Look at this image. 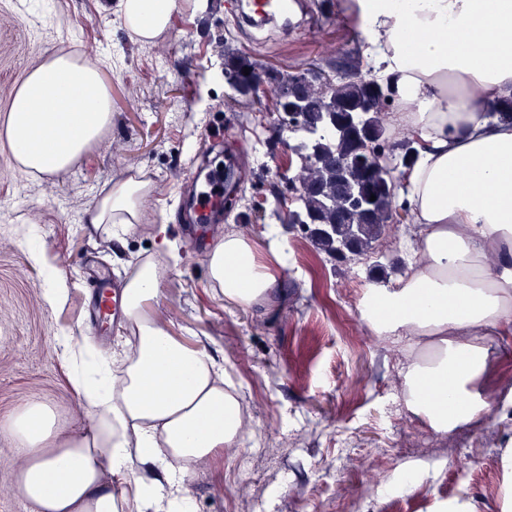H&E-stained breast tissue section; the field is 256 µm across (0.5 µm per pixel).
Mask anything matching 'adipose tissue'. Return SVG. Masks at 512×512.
I'll list each match as a JSON object with an SVG mask.
<instances>
[{"instance_id":"obj_1","label":"adipose tissue","mask_w":512,"mask_h":512,"mask_svg":"<svg viewBox=\"0 0 512 512\" xmlns=\"http://www.w3.org/2000/svg\"><path fill=\"white\" fill-rule=\"evenodd\" d=\"M205 0H118L132 37H167L173 17ZM366 53L392 86L396 128L419 142V157L400 196L419 226L421 264L396 286L376 288L364 310L368 327L410 336L423 356L403 374L406 410L445 433L487 411L493 342L512 336V123L489 117L512 95V0H355ZM111 120L108 89L97 60L65 56L33 69L0 119V131L22 172L69 167L103 135ZM149 181L112 183L88 212V223L128 232L149 223L142 202ZM208 275L224 300L265 306L276 278L251 241L221 232L207 241ZM160 268L135 265L123 289V314L134 326L135 355L112 356L102 388L73 375L92 425L61 437L42 406L23 404L0 421L25 463L15 488L29 512H123L107 487L111 475L153 462L184 481L242 428L240 400L225 389L222 367L148 317Z\"/></svg>"}]
</instances>
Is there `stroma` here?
I'll return each instance as SVG.
<instances>
[{
  "mask_svg": "<svg viewBox=\"0 0 512 512\" xmlns=\"http://www.w3.org/2000/svg\"><path fill=\"white\" fill-rule=\"evenodd\" d=\"M224 2L176 15L169 37L144 44L130 39L113 0H0V116L54 54L98 58L112 104L109 131L67 170L22 173L0 146V418L36 400L64 434L84 432L56 338L69 332L108 359L128 329L121 317L91 326L97 288L83 272L92 264L124 282L127 262L162 259L167 239L179 260L163 268L145 312L212 354L253 416L235 456L216 452L187 479L193 512H435L456 499L470 512H501L502 471L478 462L512 448V409L444 435L406 411L405 343L373 333L357 312L373 260L339 264L288 223L280 174L293 154L272 137L274 82L246 98L224 80L225 53L241 51L271 72H367L357 18L346 0H309L314 23L257 40ZM228 159L240 165L234 203L210 223H187L189 195ZM140 172L154 184L143 203L151 223L124 236L87 223L114 180ZM218 229L255 245L282 290L271 304L231 306L212 286L205 243ZM52 269L69 288L57 305L45 299ZM24 462L0 433V512H28L12 482ZM356 483L358 501L348 495Z\"/></svg>",
  "mask_w": 512,
  "mask_h": 512,
  "instance_id": "1",
  "label": "stroma"
}]
</instances>
